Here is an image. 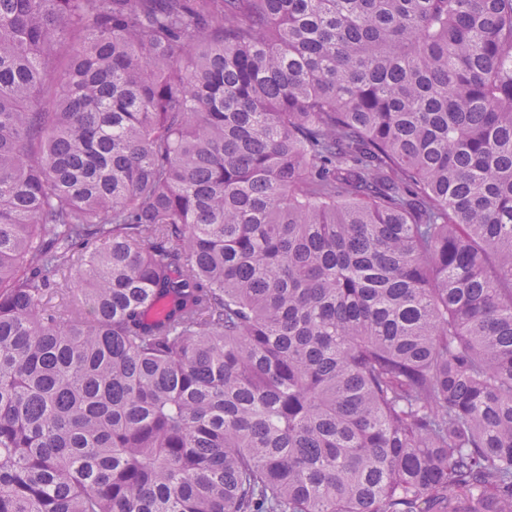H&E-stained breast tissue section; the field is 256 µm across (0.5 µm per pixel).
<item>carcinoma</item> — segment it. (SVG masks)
<instances>
[{"label": "carcinoma", "mask_w": 512, "mask_h": 512, "mask_svg": "<svg viewBox=\"0 0 512 512\" xmlns=\"http://www.w3.org/2000/svg\"><path fill=\"white\" fill-rule=\"evenodd\" d=\"M512 0H0V512H512Z\"/></svg>", "instance_id": "obj_1"}]
</instances>
